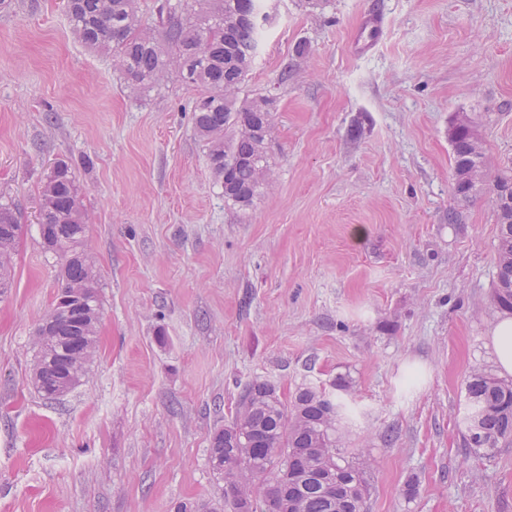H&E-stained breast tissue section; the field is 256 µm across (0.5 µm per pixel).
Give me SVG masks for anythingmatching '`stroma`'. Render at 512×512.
<instances>
[{
    "label": "stroma",
    "mask_w": 512,
    "mask_h": 512,
    "mask_svg": "<svg viewBox=\"0 0 512 512\" xmlns=\"http://www.w3.org/2000/svg\"><path fill=\"white\" fill-rule=\"evenodd\" d=\"M271 5L240 91L273 113L248 207L210 169L199 88L171 74L132 93L62 0L0 8V202L21 225L0 292V512H224L210 441L256 380L344 402L339 433L371 462L361 512H512V439L487 455L462 426L469 375L498 371L495 196L458 202L448 135L469 117L492 173L512 168V0ZM370 13L384 35L360 52ZM60 161L102 310L81 382L48 399L35 334L60 265L40 191Z\"/></svg>",
    "instance_id": "35a3bbf8"
}]
</instances>
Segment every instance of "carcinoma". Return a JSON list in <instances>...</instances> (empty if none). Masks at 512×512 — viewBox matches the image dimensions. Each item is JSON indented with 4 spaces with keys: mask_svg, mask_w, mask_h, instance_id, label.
Here are the masks:
<instances>
[{
    "mask_svg": "<svg viewBox=\"0 0 512 512\" xmlns=\"http://www.w3.org/2000/svg\"><path fill=\"white\" fill-rule=\"evenodd\" d=\"M138 0H67L72 29L93 50L112 51L113 65L128 84L143 89L155 84L175 65L178 79L201 89L193 108L197 134L208 145L224 199L247 206L260 193L255 173L268 167L264 129L272 123L267 98L238 99L241 85L258 53L259 0H215L209 10H196L188 0L186 15L157 14L165 26L166 43L148 34L137 9ZM240 16L239 25L224 32V15ZM243 125L255 134L244 136ZM473 130L461 127L450 135L456 174L455 195L469 203L485 184L469 173L485 165ZM40 233L46 250L62 260L60 292L80 291L83 298L59 315L60 328L35 340L42 361H63L85 368L96 348L93 320L101 314L97 282L86 251V214L80 185L66 162L53 168L41 187ZM497 280L495 301L512 312V209L497 210ZM20 224L15 211L0 204V244H16ZM33 383L54 397L56 380L33 371ZM243 394L249 406L239 407L232 423L214 433L209 464L224 481V505L241 512V498L256 491V479L289 470L304 480L294 491L291 512H360L368 492L364 470L341 449L337 423L341 404L312 387L299 389L291 402L282 400L265 382H254ZM467 413L463 424L467 444L490 452L512 437V382L476 370L466 384Z\"/></svg>",
    "mask_w": 512,
    "mask_h": 512,
    "instance_id": "1",
    "label": "carcinoma"
}]
</instances>
